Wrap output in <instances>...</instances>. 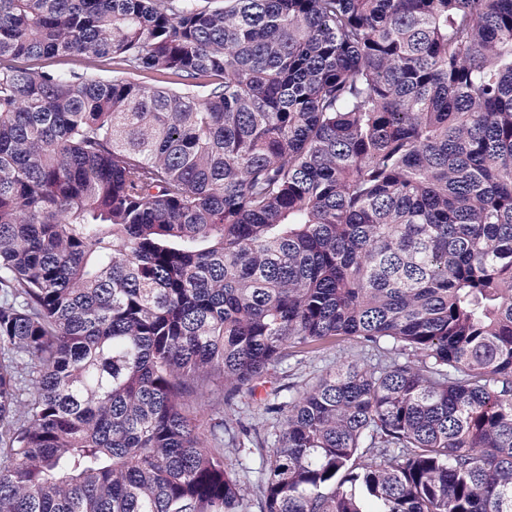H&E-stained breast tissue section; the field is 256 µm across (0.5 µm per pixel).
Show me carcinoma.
I'll use <instances>...</instances> for the list:
<instances>
[{
    "label": "carcinoma",
    "instance_id": "1",
    "mask_svg": "<svg viewBox=\"0 0 512 512\" xmlns=\"http://www.w3.org/2000/svg\"><path fill=\"white\" fill-rule=\"evenodd\" d=\"M338 336L259 512H512V0H0V512H250ZM19 64L39 71L61 73L83 72L88 69L87 60L83 56L75 54L43 57L37 60L21 59ZM351 361L369 367L403 362L404 358L388 346L376 348L355 337L338 336L323 345L288 349V356L270 370L255 395L240 394L226 401L224 391L214 388L199 400L200 430L212 447L224 448V467L249 488L252 512H259L263 458L283 427L289 398L326 371ZM273 404L281 409L268 410ZM221 422L224 429L216 426Z\"/></svg>",
    "mask_w": 512,
    "mask_h": 512
}]
</instances>
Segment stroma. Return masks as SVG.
Listing matches in <instances>:
<instances>
[{
    "instance_id": "35a3bbf8",
    "label": "stroma",
    "mask_w": 512,
    "mask_h": 512,
    "mask_svg": "<svg viewBox=\"0 0 512 512\" xmlns=\"http://www.w3.org/2000/svg\"><path fill=\"white\" fill-rule=\"evenodd\" d=\"M398 356L351 336L312 347H294L272 370L255 395L225 399L213 389L198 403L200 430L212 447L223 449L224 466L258 502L263 460L282 429L286 405L307 385L337 365L355 361L365 366L389 365Z\"/></svg>"
}]
</instances>
